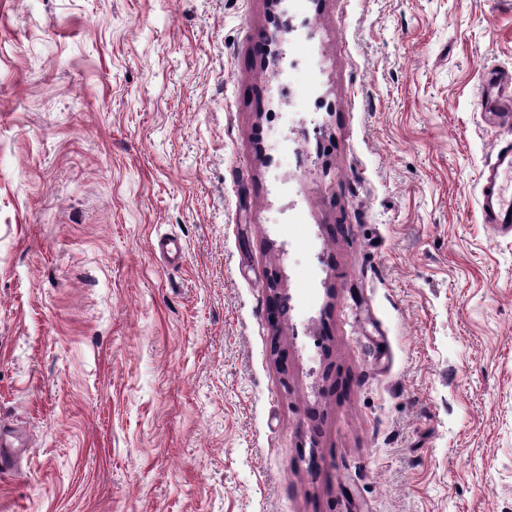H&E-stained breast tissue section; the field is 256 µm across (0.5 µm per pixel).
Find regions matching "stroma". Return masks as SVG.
I'll list each match as a JSON object with an SVG mask.
<instances>
[{"label": "stroma", "instance_id": "stroma-1", "mask_svg": "<svg viewBox=\"0 0 512 512\" xmlns=\"http://www.w3.org/2000/svg\"><path fill=\"white\" fill-rule=\"evenodd\" d=\"M493 70L512 0H0V512H512ZM484 224L512 230V144L501 146L491 167L480 174ZM486 190H490L486 194Z\"/></svg>", "mask_w": 512, "mask_h": 512}]
</instances>
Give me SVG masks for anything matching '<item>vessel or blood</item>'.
<instances>
[{
    "instance_id": "vessel-or-blood-1",
    "label": "vessel or blood",
    "mask_w": 512,
    "mask_h": 512,
    "mask_svg": "<svg viewBox=\"0 0 512 512\" xmlns=\"http://www.w3.org/2000/svg\"><path fill=\"white\" fill-rule=\"evenodd\" d=\"M497 74H490L483 90L497 106L499 122L512 125V98L500 90ZM480 209L484 223L512 230V144L501 146L491 167L481 172Z\"/></svg>"
}]
</instances>
